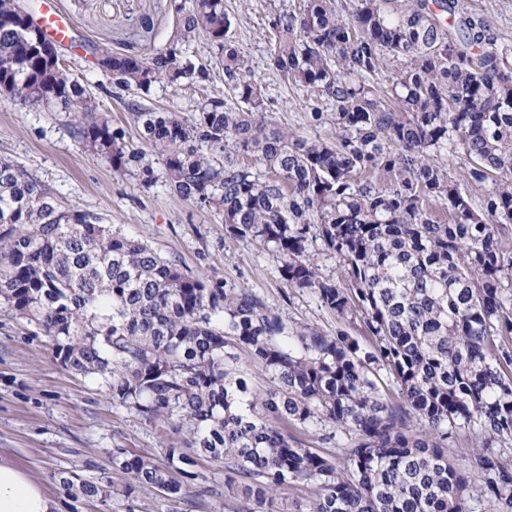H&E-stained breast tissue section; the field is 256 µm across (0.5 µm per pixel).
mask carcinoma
<instances>
[{
    "label": "carcinoma",
    "instance_id": "obj_1",
    "mask_svg": "<svg viewBox=\"0 0 512 512\" xmlns=\"http://www.w3.org/2000/svg\"><path fill=\"white\" fill-rule=\"evenodd\" d=\"M304 0L269 23L267 70L295 82L325 138L273 120L258 77L231 36L224 0L181 9L176 39L148 56H112L115 77L148 92L166 79H210L184 45L219 51L224 98L191 119L130 113L158 150L180 198L224 214L225 236L254 241L290 288L336 315L328 333L297 326L251 288L195 274L73 207L28 170L0 158V304L51 342L60 363L98 383L112 403L173 434L167 464L116 448L112 480L68 491L102 502L150 485L180 498L198 461L224 466L238 512H275V492L314 485L295 512H512V44L456 17L457 0ZM0 0V81L10 100L62 101L83 143L112 169L138 164L64 66L40 59ZM405 67L391 76L386 62ZM461 154L464 180L491 189L475 208L433 157ZM266 166L260 174L244 162ZM393 179L388 188L378 177ZM450 204L448 219L434 204ZM317 227L337 276L309 252ZM360 321L365 343L344 326ZM257 366L263 376L244 370ZM390 382H385L380 371ZM331 424L349 432L326 455Z\"/></svg>",
    "mask_w": 512,
    "mask_h": 512
}]
</instances>
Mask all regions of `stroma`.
<instances>
[{
  "instance_id": "35a3bbf8",
  "label": "stroma",
  "mask_w": 512,
  "mask_h": 512,
  "mask_svg": "<svg viewBox=\"0 0 512 512\" xmlns=\"http://www.w3.org/2000/svg\"><path fill=\"white\" fill-rule=\"evenodd\" d=\"M189 0H55L70 23L74 40L63 44V61L75 80L95 99L111 128L122 131L133 148L146 152L154 180L143 184L136 169L114 172L104 156L87 150L74 134L66 112L0 100V157L24 166L68 204L102 215L128 237L148 243L161 257L178 259L193 272L234 281L262 295L270 306L301 326L335 332V316L309 291L288 288L275 261L255 243L224 235V215L174 195L162 160L148 152L128 106L173 112L187 118L200 103L224 93L222 76L194 88L174 90L154 83L142 93L106 76L85 49L145 55L169 47L182 6ZM302 0H224L239 20L236 44L260 73L263 98L271 103L279 127L313 136L334 129L332 112L314 120L297 86L267 73L265 62L275 47L269 21L295 12ZM463 15L483 17L492 36L512 42V0H459ZM170 433L164 423L145 424L114 406L90 378L65 368L52 354L48 339L13 312L0 308V456L13 461L54 499L58 512H237V498L223 495L222 466L201 461L208 490L181 499L150 486L132 498L108 502L74 498L60 485V473L104 480L112 474V451L126 448L165 464Z\"/></svg>"
}]
</instances>
